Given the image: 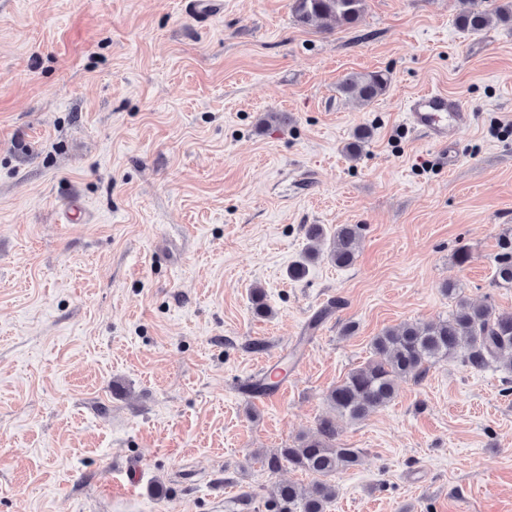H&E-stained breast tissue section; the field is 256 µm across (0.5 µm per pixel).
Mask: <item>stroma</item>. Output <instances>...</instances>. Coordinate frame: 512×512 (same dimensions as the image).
<instances>
[{"label": "stroma", "instance_id": "obj_1", "mask_svg": "<svg viewBox=\"0 0 512 512\" xmlns=\"http://www.w3.org/2000/svg\"><path fill=\"white\" fill-rule=\"evenodd\" d=\"M458 11L366 0L324 30L291 0H224L205 24L183 0H0V512H266L312 478L265 455L315 429L374 336L448 318L450 281L512 312V25L467 32ZM375 71L372 103L340 91ZM425 89L462 102L453 148L406 121ZM312 224L359 225L360 251L290 278ZM270 360L287 389L255 396ZM510 379L439 361L337 418L361 462L328 512H512ZM388 82V76L381 71L367 74L350 73L344 76L339 87L344 94L366 104L382 95Z\"/></svg>", "mask_w": 512, "mask_h": 512}]
</instances>
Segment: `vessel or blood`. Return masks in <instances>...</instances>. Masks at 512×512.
Instances as JSON below:
<instances>
[{
  "label": "vessel or blood",
  "mask_w": 512,
  "mask_h": 512,
  "mask_svg": "<svg viewBox=\"0 0 512 512\" xmlns=\"http://www.w3.org/2000/svg\"><path fill=\"white\" fill-rule=\"evenodd\" d=\"M185 8L204 24L223 12L224 0H187ZM405 109L406 120L414 130L435 145L453 146L463 117L457 97L441 91L423 90L407 100Z\"/></svg>",
  "instance_id": "1"
}]
</instances>
